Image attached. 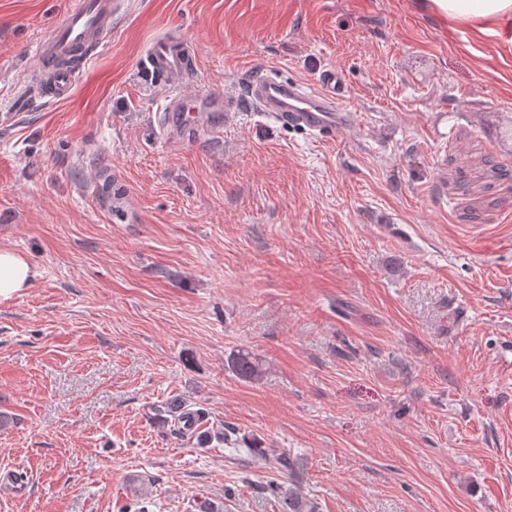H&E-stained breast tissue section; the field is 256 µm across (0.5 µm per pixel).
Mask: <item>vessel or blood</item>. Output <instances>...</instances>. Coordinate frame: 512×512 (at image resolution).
Listing matches in <instances>:
<instances>
[{
    "instance_id": "obj_1",
    "label": "vessel or blood",
    "mask_w": 512,
    "mask_h": 512,
    "mask_svg": "<svg viewBox=\"0 0 512 512\" xmlns=\"http://www.w3.org/2000/svg\"><path fill=\"white\" fill-rule=\"evenodd\" d=\"M122 4L123 0H79L48 38L39 43L37 54L43 63L46 97L55 101L70 98L75 75L62 67V60L98 44L111 30ZM143 65L170 90L159 124L164 136L171 140L187 141L203 134L222 137L225 125L246 102L266 119L313 136H330L353 120L345 104L344 79L333 68L324 69L311 86L282 79L272 72L251 76L246 81L247 98L242 101L190 90L194 64L171 37L155 41Z\"/></svg>"
}]
</instances>
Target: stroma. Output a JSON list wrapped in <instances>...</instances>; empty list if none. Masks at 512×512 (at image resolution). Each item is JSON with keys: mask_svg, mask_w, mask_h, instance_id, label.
<instances>
[{"mask_svg": "<svg viewBox=\"0 0 512 512\" xmlns=\"http://www.w3.org/2000/svg\"><path fill=\"white\" fill-rule=\"evenodd\" d=\"M76 2L0 0V248L38 272L0 300V512H281L252 441L320 512H512V42L418 0H124L53 103ZM165 35L216 95L336 68L353 121L169 142ZM229 368L242 379L256 380L262 374L259 363L248 353H239L234 356L230 360ZM249 454L264 456L269 469L283 475L286 481L272 483L269 490L279 499L283 512H318L317 502L305 492L306 473L299 462L298 456L289 448H243Z\"/></svg>", "mask_w": 512, "mask_h": 512, "instance_id": "obj_1", "label": "stroma"}]
</instances>
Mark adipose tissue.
<instances>
[{"label": "adipose tissue", "mask_w": 512, "mask_h": 512, "mask_svg": "<svg viewBox=\"0 0 512 512\" xmlns=\"http://www.w3.org/2000/svg\"><path fill=\"white\" fill-rule=\"evenodd\" d=\"M430 11L448 24L466 22L478 31L512 25V0H428ZM36 270L20 254L0 249V299L30 287Z\"/></svg>", "instance_id": "adipose-tissue-1"}]
</instances>
